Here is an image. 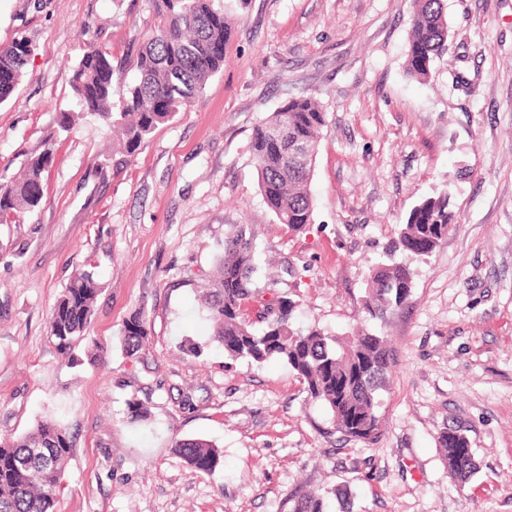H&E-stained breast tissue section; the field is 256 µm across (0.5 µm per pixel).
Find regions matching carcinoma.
<instances>
[{"instance_id": "cac0c4a2", "label": "carcinoma", "mask_w": 512, "mask_h": 512, "mask_svg": "<svg viewBox=\"0 0 512 512\" xmlns=\"http://www.w3.org/2000/svg\"><path fill=\"white\" fill-rule=\"evenodd\" d=\"M159 22L139 50L136 61L117 62L107 51L88 47L71 80L77 112H61L58 127L69 131L90 116L117 131L132 155L159 126L195 102L209 78L224 69L231 19L224 0H155ZM450 27L445 0H413L405 57L406 73L425 81L432 64L448 46ZM34 47L19 39L0 47V103L11 98L26 73ZM328 113L312 95L288 101L255 129L250 153L260 194L278 221L294 232L311 223L309 183ZM52 159L46 148L24 162L17 176L0 175V224H15L34 212L43 196V177ZM453 223L448 194L428 197L413 207L387 250L414 260L428 257ZM255 258L250 225L231 224L225 232L217 273L204 298L214 339L232 360L263 364L277 360L305 384L311 398L324 403L334 430L372 442L381 431V391L394 363L388 340L372 332L336 336L318 326L295 327V303L285 293L265 299L255 287ZM415 270L409 263L381 262L367 278L362 314L384 320L411 296ZM97 283L93 274L74 275L58 299L49 335L60 353L71 358L86 339ZM124 344L139 350L148 339L142 316L124 325ZM448 470L462 483L478 471L468 438L458 430L439 437ZM175 451L194 469L211 473L220 467V450L202 439L184 440ZM71 452L66 430L44 419L28 432L0 443V512H51L64 490V466ZM336 488L298 493L288 499L289 512H332V501L345 500Z\"/></svg>"}]
</instances>
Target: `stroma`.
Returning <instances> with one entry per match:
<instances>
[{
	"instance_id": "stroma-1",
	"label": "stroma",
	"mask_w": 512,
	"mask_h": 512,
	"mask_svg": "<svg viewBox=\"0 0 512 512\" xmlns=\"http://www.w3.org/2000/svg\"><path fill=\"white\" fill-rule=\"evenodd\" d=\"M224 69L131 157L92 120L57 133L91 45L136 55L153 0H0V46L35 48L0 104V174L52 145L36 212L0 224V442L51 418L72 444L55 512H283L289 493L346 488L353 512H512V0H446L451 37L431 76L405 71L411 0H225ZM328 114L303 232L264 203L255 126L291 98ZM447 193L454 225L415 262L408 303L364 323L369 268L410 210ZM248 224L256 285L288 296L296 324L385 331L395 366L381 435L333 429L286 365L227 359L202 294L229 225ZM98 283L87 341L49 336L73 274ZM143 314L148 342L124 348ZM199 343L201 356L186 349ZM135 398L148 420L129 422ZM457 428L480 470L448 472ZM224 455L212 473L176 442ZM175 451L186 463L200 472H214L222 463L220 450L206 440H183L176 445Z\"/></svg>"
}]
</instances>
